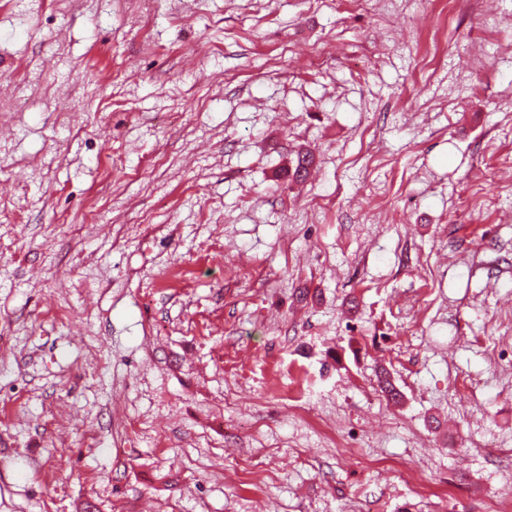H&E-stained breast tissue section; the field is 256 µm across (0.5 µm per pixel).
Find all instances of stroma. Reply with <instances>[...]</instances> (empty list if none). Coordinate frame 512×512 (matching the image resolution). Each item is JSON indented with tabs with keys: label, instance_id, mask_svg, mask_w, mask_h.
I'll use <instances>...</instances> for the list:
<instances>
[{
	"label": "stroma",
	"instance_id": "obj_1",
	"mask_svg": "<svg viewBox=\"0 0 512 512\" xmlns=\"http://www.w3.org/2000/svg\"><path fill=\"white\" fill-rule=\"evenodd\" d=\"M87 501L512 512V0H0V512Z\"/></svg>",
	"mask_w": 512,
	"mask_h": 512
}]
</instances>
